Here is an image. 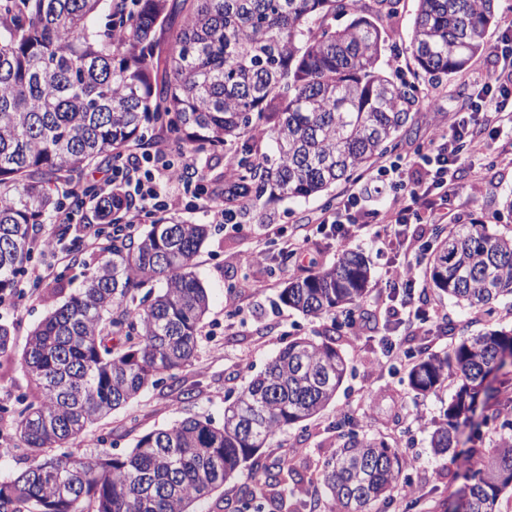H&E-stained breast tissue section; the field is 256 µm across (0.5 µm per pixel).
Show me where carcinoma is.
I'll list each match as a JSON object with an SVG mask.
<instances>
[{"label": "carcinoma", "mask_w": 512, "mask_h": 512, "mask_svg": "<svg viewBox=\"0 0 512 512\" xmlns=\"http://www.w3.org/2000/svg\"><path fill=\"white\" fill-rule=\"evenodd\" d=\"M0 0V306L12 301L32 261V242L64 201L92 204L106 243L81 288L27 337L21 364L32 391L12 423L28 449L24 469L0 478V512H193L284 428L328 407L347 372L336 337H296L224 408L220 425L188 417L139 436L125 454L75 459L83 436L140 392L197 357L208 294L193 259L209 224L155 216L127 232L136 209L120 190L71 187L73 176L146 145L166 130L183 153H224L247 217L264 195L325 192L398 146L413 87L380 70L386 39L376 19L392 0ZM495 0H419L411 52L432 79L460 72L486 46ZM106 12L105 31L93 17ZM183 13L179 28L170 26ZM339 15L351 20L333 24ZM168 32L165 54L156 33ZM274 144L256 163V133ZM233 150L224 152L226 146ZM427 285L469 309L512 296V238L481 224L437 228ZM163 283L158 293L140 290ZM371 271L355 252L303 278L280 300L306 315L350 313L366 299ZM123 337L112 349V336ZM512 330L462 337L421 353L408 380L419 394L457 380L445 420L431 434L436 455L457 443V421L478 407L484 383L505 367ZM479 455L453 512H497L512 487V426ZM404 457L384 440L349 431L324 463L328 512H366L402 494ZM277 472H253L238 512L276 501Z\"/></svg>", "instance_id": "cac0c4a2"}]
</instances>
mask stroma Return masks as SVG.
Returning a JSON list of instances; mask_svg holds the SVG:
<instances>
[{"label": "stroma", "mask_w": 512, "mask_h": 512, "mask_svg": "<svg viewBox=\"0 0 512 512\" xmlns=\"http://www.w3.org/2000/svg\"><path fill=\"white\" fill-rule=\"evenodd\" d=\"M418 0H398L397 12L381 17L379 26L388 41L380 66L391 74H404L417 88L411 120L400 134L398 157L414 158L426 149L437 126L445 124L449 113L470 108L476 99L471 82L474 74L501 70V57L494 50L507 27H512V0H497L496 22L490 28L485 50L475 56L461 72L436 82L425 77L410 50L413 21ZM371 170L354 174L331 190L330 197L285 199L258 204L252 218L244 224H212L206 209L190 207L187 199L173 202L166 214L192 224H211L212 233L194 260V270L209 293V311L201 329L198 355L192 366L177 373L163 386L144 391L128 406L114 411L96 423L86 438L72 441L74 457L84 458L99 451L127 453L138 436L169 427L190 416L211 418L222 424L224 408L257 373L263 371L278 351L297 336L316 337L332 326L328 316H312L285 306L279 293L288 279L304 277L334 265L337 259L335 231L321 223L332 213L328 198H341L350 189H362L363 209L385 213L393 207L392 193L371 187ZM443 209L454 224L476 222L492 234L512 235V164L487 157L481 173L464 168L459 172V189L449 196ZM91 205L74 215L68 237L57 252L35 250L33 265L53 266L64 273L62 290L41 296L30 290L29 277H22L25 295L13 304L0 307V320L13 324L15 346L0 355V405L15 406L27 392L29 379L20 357L27 336L47 312L61 305L67 294L80 288L91 261L90 254L70 251L72 238L81 237L97 227ZM392 226L375 224L350 243L351 250L368 260L373 278H380L389 262L402 259L404 249L416 250L428 259L437 243L433 224L410 223L401 232L402 248H388L384 241L393 234ZM288 236L307 242L303 260L280 264L279 238ZM253 252L264 255L262 263L246 265ZM411 307L427 314L442 309L454 326L452 332L436 330L427 337L414 336L404 328L387 322L382 301L368 295L359 315L368 320L372 333L353 339L344 333L338 348L349 361V373L336 393L335 400L322 412L304 423L286 428L249 460L223 489L212 494L202 505L203 512H230L229 502L240 494L248 472L271 466L286 452H294L297 476L288 482L280 512H309L308 505L324 499L322 469L338 442L337 421L340 411H348L354 430L362 435L384 439L404 450L412 460L402 477L420 488L422 499L415 512H448L464 486L467 466L463 460L434 455L430 434L441 420L454 392V381H446L435 392L420 395L408 384V370L420 350L442 352L462 336L487 329H512V302L494 304L492 313L470 312L455 306L447 296L429 289L418 280L412 290ZM395 343L400 353L388 355V343ZM105 437L97 446V437Z\"/></svg>", "instance_id": "stroma-1"}]
</instances>
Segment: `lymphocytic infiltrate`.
<instances>
[{"mask_svg":"<svg viewBox=\"0 0 512 512\" xmlns=\"http://www.w3.org/2000/svg\"><path fill=\"white\" fill-rule=\"evenodd\" d=\"M477 101L469 113L448 115L446 131L431 142V153L422 154L420 161L399 164L381 162L376 170L379 180L390 182L400 191V201L388 215L392 224L407 223L411 216L425 213L435 224L444 223L438 201L456 192V172L464 162H476L487 150L484 142L471 138L469 127L473 118L492 124L495 131L512 134V111L503 105L512 97V84L489 76L474 78ZM192 157L174 162L171 151L164 146L140 158H129L112 166L113 183L131 189L140 202L141 211L163 210L172 198L190 192L186 177L178 175L177 166H195ZM359 191H349L337 204L334 213L322 216L325 224L337 227L336 243L347 245L354 236L364 233L376 219L375 213L360 208Z\"/></svg>","mask_w":512,"mask_h":512,"instance_id":"obj_1","label":"lymphocytic infiltrate"}]
</instances>
